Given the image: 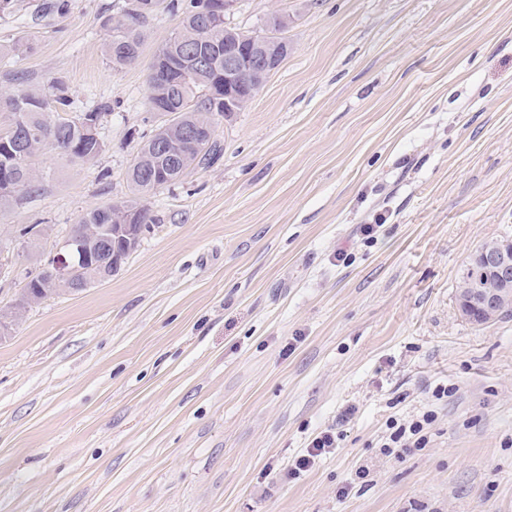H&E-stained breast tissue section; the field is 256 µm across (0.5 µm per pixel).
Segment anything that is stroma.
I'll return each instance as SVG.
<instances>
[{"label":"stroma","instance_id":"1","mask_svg":"<svg viewBox=\"0 0 512 512\" xmlns=\"http://www.w3.org/2000/svg\"><path fill=\"white\" fill-rule=\"evenodd\" d=\"M54 2L0 13V44L31 45L0 87L111 105L106 148L91 167L43 150L38 189L0 210V307L37 267L20 229L127 198L162 123L146 80L178 16L117 69L104 22L125 0ZM275 13L290 50L219 119L220 160L150 194L110 280L0 341V512H512V316L456 302L470 255L512 236V0H236L225 22ZM429 409L426 448L385 455L389 420ZM330 427L337 448L292 475Z\"/></svg>","mask_w":512,"mask_h":512}]
</instances>
